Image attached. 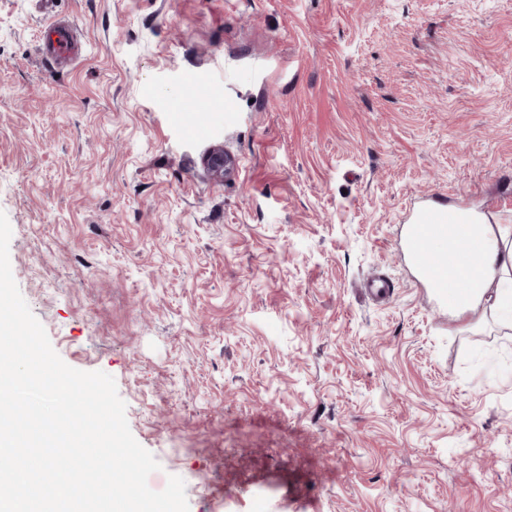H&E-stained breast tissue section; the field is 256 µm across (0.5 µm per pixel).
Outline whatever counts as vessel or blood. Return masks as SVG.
I'll return each instance as SVG.
<instances>
[{
    "label": "vessel or blood",
    "instance_id": "obj_1",
    "mask_svg": "<svg viewBox=\"0 0 512 512\" xmlns=\"http://www.w3.org/2000/svg\"><path fill=\"white\" fill-rule=\"evenodd\" d=\"M47 43L43 50L47 56L68 55L73 49L70 31L59 25H48ZM448 208L429 201L422 202L410 224L403 227V252L407 264L414 270L418 281L427 288L448 291V258L436 253V238L448 233Z\"/></svg>",
    "mask_w": 512,
    "mask_h": 512
}]
</instances>
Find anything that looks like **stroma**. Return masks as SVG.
Masks as SVG:
<instances>
[{
	"label": "stroma",
	"instance_id": "35a3bbf8",
	"mask_svg": "<svg viewBox=\"0 0 512 512\" xmlns=\"http://www.w3.org/2000/svg\"><path fill=\"white\" fill-rule=\"evenodd\" d=\"M425 198L512 224V0H0L13 277L189 512H512V327L408 269ZM47 44L43 51L49 57L68 55L73 49V39L70 31L59 25L50 23L47 27Z\"/></svg>",
	"mask_w": 512,
	"mask_h": 512
}]
</instances>
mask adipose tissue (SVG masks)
<instances>
[{
    "mask_svg": "<svg viewBox=\"0 0 512 512\" xmlns=\"http://www.w3.org/2000/svg\"><path fill=\"white\" fill-rule=\"evenodd\" d=\"M435 249L458 258L461 276L447 302L451 318L498 310L512 320V224H449Z\"/></svg>",
    "mask_w": 512,
    "mask_h": 512,
    "instance_id": "1",
    "label": "adipose tissue"
}]
</instances>
